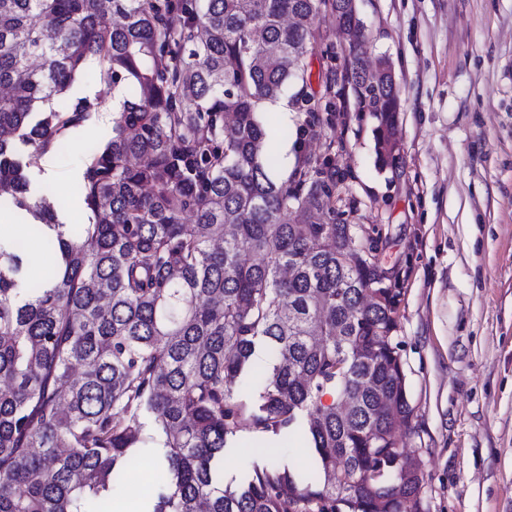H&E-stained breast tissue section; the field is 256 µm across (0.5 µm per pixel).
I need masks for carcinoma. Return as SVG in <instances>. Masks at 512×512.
<instances>
[{"instance_id":"obj_1","label":"carcinoma","mask_w":512,"mask_h":512,"mask_svg":"<svg viewBox=\"0 0 512 512\" xmlns=\"http://www.w3.org/2000/svg\"><path fill=\"white\" fill-rule=\"evenodd\" d=\"M326 6L358 47L352 0H0V202L57 259L34 279L0 244V512H112L144 455L151 512H422L418 449L396 434L413 413L400 289H370L330 160L278 181L265 158L259 106L299 76ZM91 64L97 94L66 96ZM345 79L385 165L389 58L352 52ZM109 96L74 230L26 170ZM260 349L269 372L245 387ZM243 431L303 434L316 470L263 444L224 483Z\"/></svg>"}]
</instances>
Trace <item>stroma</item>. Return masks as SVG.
<instances>
[{
  "mask_svg": "<svg viewBox=\"0 0 512 512\" xmlns=\"http://www.w3.org/2000/svg\"><path fill=\"white\" fill-rule=\"evenodd\" d=\"M369 57L390 59L398 148L380 167L377 117L343 81L333 21L316 30L308 81L265 102L270 172L333 160L336 207L379 240L399 279L396 334L414 416L398 435L420 451L429 512H512V0H357ZM329 96L319 122L294 101ZM103 103L29 170L63 223H88L78 186L91 145L112 135ZM0 238L24 242L31 271L54 257L29 221L0 205Z\"/></svg>",
  "mask_w": 512,
  "mask_h": 512,
  "instance_id": "35a3bbf8",
  "label": "stroma"
}]
</instances>
